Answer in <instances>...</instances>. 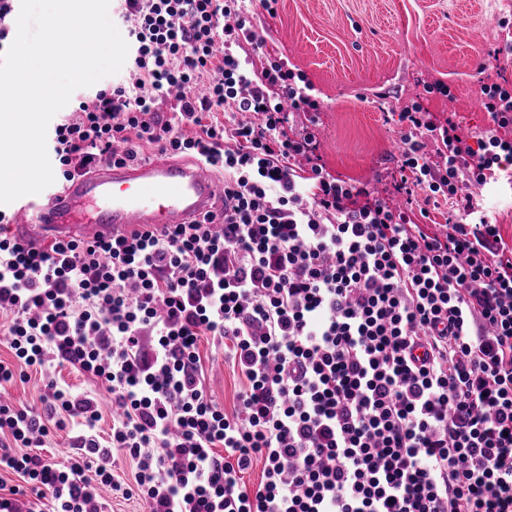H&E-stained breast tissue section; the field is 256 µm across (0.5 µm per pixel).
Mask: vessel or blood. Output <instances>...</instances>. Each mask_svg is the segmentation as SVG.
Wrapping results in <instances>:
<instances>
[{"instance_id": "obj_1", "label": "vessel or blood", "mask_w": 512, "mask_h": 512, "mask_svg": "<svg viewBox=\"0 0 512 512\" xmlns=\"http://www.w3.org/2000/svg\"><path fill=\"white\" fill-rule=\"evenodd\" d=\"M224 180L202 163L173 159L98 164L90 173L16 200L20 233L95 241L221 215Z\"/></svg>"}]
</instances>
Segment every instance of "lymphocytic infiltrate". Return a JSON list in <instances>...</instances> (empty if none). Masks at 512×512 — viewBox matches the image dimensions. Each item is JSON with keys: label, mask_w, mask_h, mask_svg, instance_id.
Wrapping results in <instances>:
<instances>
[{"label": "lymphocytic infiltrate", "mask_w": 512, "mask_h": 512, "mask_svg": "<svg viewBox=\"0 0 512 512\" xmlns=\"http://www.w3.org/2000/svg\"><path fill=\"white\" fill-rule=\"evenodd\" d=\"M247 12L120 0L129 80L84 96L53 137L66 179L149 151L223 171L221 226L42 247L0 213V391L66 364L118 414L100 436L94 400L53 379L43 411L0 403V472L19 479H0V512H105L103 486L148 512H512V246L411 204L472 210L471 190L512 168V90L482 86L478 134L419 101L400 112L394 205L327 173L312 125L289 131L320 104L284 63L251 71ZM204 336L245 380L233 413L203 384ZM68 423L78 452L49 463L40 449Z\"/></svg>", "instance_id": "f902f5d3"}]
</instances>
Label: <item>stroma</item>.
<instances>
[{
    "label": "stroma",
    "instance_id": "35a3bbf8",
    "mask_svg": "<svg viewBox=\"0 0 512 512\" xmlns=\"http://www.w3.org/2000/svg\"><path fill=\"white\" fill-rule=\"evenodd\" d=\"M276 15L254 6L248 16L254 42L242 52L254 63L287 59L304 73L321 103L318 150L333 176L356 182L390 183L398 153L399 114L417 98L431 112L454 113L465 128L481 130L489 117L479 100L488 79L480 66L500 49L499 69L512 84V0H278ZM441 81L451 95L426 94ZM477 210L497 224L512 244V183L484 186ZM200 355L207 391L233 411L244 379L225 356L224 346L202 337ZM77 394L100 400L101 435L112 429V407L102 388L70 366L46 365L9 387L15 404L41 409L44 377Z\"/></svg>",
    "mask_w": 512,
    "mask_h": 512
}]
</instances>
